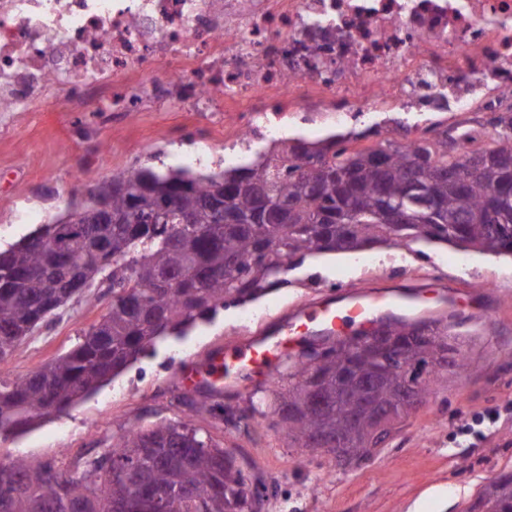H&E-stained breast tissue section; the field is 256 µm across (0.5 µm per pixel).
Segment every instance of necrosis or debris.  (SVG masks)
Listing matches in <instances>:
<instances>
[{"mask_svg": "<svg viewBox=\"0 0 512 512\" xmlns=\"http://www.w3.org/2000/svg\"><path fill=\"white\" fill-rule=\"evenodd\" d=\"M246 116L233 148L287 112H501L512 0H0V112L49 92Z\"/></svg>", "mask_w": 512, "mask_h": 512, "instance_id": "4bbe7bcc", "label": "necrosis or debris"}]
</instances>
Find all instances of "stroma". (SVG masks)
Listing matches in <instances>:
<instances>
[{"label": "stroma", "instance_id": "35a3bbf8", "mask_svg": "<svg viewBox=\"0 0 512 512\" xmlns=\"http://www.w3.org/2000/svg\"><path fill=\"white\" fill-rule=\"evenodd\" d=\"M232 137L220 112L144 105L102 115L96 102L75 112L51 98L29 112H0V249L63 216L115 173L187 169L200 152L211 158L204 173L224 171ZM77 167L85 171L78 180ZM286 277L285 287L158 340L62 414L22 432L0 431V460L54 457L74 465L104 453L127 430L189 420L266 485L260 512H465L486 481L512 471V256L447 244L378 246L307 257ZM357 291L406 294L417 304L454 295L468 312L456 328L465 366L440 377L368 460L339 467L329 452L307 451L289 437L273 412L275 391L288 386L287 363L273 380L246 378L216 398L178 383V371L202 366L226 343L272 336L289 311ZM111 298L106 292L96 302L71 303L0 362V378L15 379L70 350ZM215 405L255 412L235 427L212 414Z\"/></svg>", "mask_w": 512, "mask_h": 512}]
</instances>
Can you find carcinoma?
<instances>
[{
    "label": "carcinoma",
    "mask_w": 512,
    "mask_h": 512,
    "mask_svg": "<svg viewBox=\"0 0 512 512\" xmlns=\"http://www.w3.org/2000/svg\"><path fill=\"white\" fill-rule=\"evenodd\" d=\"M489 125L495 145L484 150L471 148L469 133L450 145L448 129L434 125L408 145L284 144L220 179L150 169L113 177L111 217L86 203L74 223L43 224L0 250V362L72 300L66 284L91 281L88 301L97 288L112 291L107 312L74 347L0 381V430L62 412L158 337L256 299L308 255L460 241L512 255V113H493ZM388 328L385 355L351 336L292 361L274 413L300 447L338 437L342 461L360 463L374 450L375 411L394 422L411 411L402 367L439 355L450 372L464 363L438 320L395 318ZM440 375L426 370L417 403ZM312 393L323 410L310 407ZM261 499L237 458L189 420L131 429L81 471L55 458L0 462V512H251ZM469 512H512V472L484 484Z\"/></svg>",
    "instance_id": "carcinoma-1"
}]
</instances>
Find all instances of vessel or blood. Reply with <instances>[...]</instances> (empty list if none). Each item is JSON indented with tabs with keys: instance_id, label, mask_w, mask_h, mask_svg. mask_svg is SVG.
Listing matches in <instances>:
<instances>
[{
	"instance_id": "b4317fda",
	"label": "vessel or blood",
	"mask_w": 512,
	"mask_h": 512,
	"mask_svg": "<svg viewBox=\"0 0 512 512\" xmlns=\"http://www.w3.org/2000/svg\"><path fill=\"white\" fill-rule=\"evenodd\" d=\"M403 313L402 300L384 293L357 295L343 306L319 300L292 312L281 336L226 344L224 350L211 357L203 369L181 372L180 378L187 386L201 385L215 394L236 382L244 372L271 380L277 374L278 364L287 355L286 344L342 340L347 338L354 325L366 326L382 315L400 316Z\"/></svg>"
}]
</instances>
